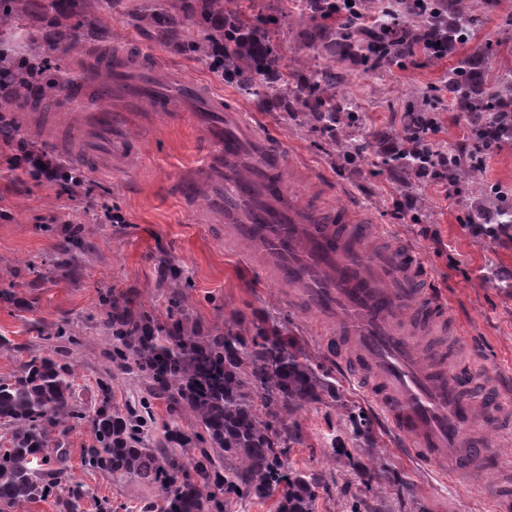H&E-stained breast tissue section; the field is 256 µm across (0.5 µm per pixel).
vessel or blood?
I'll return each mask as SVG.
<instances>
[{"mask_svg": "<svg viewBox=\"0 0 512 512\" xmlns=\"http://www.w3.org/2000/svg\"><path fill=\"white\" fill-rule=\"evenodd\" d=\"M139 66L132 56L113 66L111 54L100 52L65 92L69 122L96 145L103 167H111L128 143L126 128L105 102L113 85L124 83L127 71ZM100 70L110 71L108 84L98 80ZM178 91L196 103V111H179L157 95L149 73L128 89L133 104L152 103L158 122L189 121L205 136L208 147L200 164L176 182L179 197L187 203L206 199L222 213L229 234L262 257L266 273L295 286L312 308L335 318L361 361L375 371L374 397L409 453L437 463L477 418L494 417V404L481 410L464 396L465 375L450 378L427 370L414 338L399 323L410 307L420 321L439 318L435 305L415 296L414 253L402 248L390 254L381 270L385 284L375 287L365 275L369 260L361 239L369 228L361 217L300 205L280 175L282 154L244 122L241 112L197 85L182 84Z\"/></svg>", "mask_w": 512, "mask_h": 512, "instance_id": "1", "label": "vessel or blood"}]
</instances>
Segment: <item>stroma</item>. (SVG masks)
<instances>
[{
	"instance_id": "35a3bbf8",
	"label": "stroma",
	"mask_w": 512,
	"mask_h": 512,
	"mask_svg": "<svg viewBox=\"0 0 512 512\" xmlns=\"http://www.w3.org/2000/svg\"><path fill=\"white\" fill-rule=\"evenodd\" d=\"M47 2L26 0L22 22L37 36L39 49L48 52L57 75L69 83L78 80L86 58L104 46L156 63L161 88L181 80L223 97L283 152V175L299 201L358 211L371 226L362 242L368 253L412 249L424 270L420 296L440 310L443 346L455 368L474 379L475 393L490 385L512 387V288L497 286L493 277L501 269L512 271V230L478 238L468 230L477 211L488 206L482 185L512 187V145L496 152L480 184L447 190L388 169L375 152L400 143L407 101L419 88L439 83L452 57L433 61L420 54L402 68L364 72L347 57L319 49V61L336 62L338 92L362 104L360 131L375 136L374 149L349 164L342 148L355 131L345 123H337L335 137H327L302 115L290 118L280 106L242 95L207 60L180 51L179 41L203 34L185 19L195 0H172L175 13L185 19L173 39L138 19L144 0H112L92 23L65 18L56 29L43 20ZM252 3L254 15L276 23L281 64L292 82H300L309 53L300 34L308 19L282 16L280 0ZM150 112L145 105L133 114L130 148L107 173L86 159V141L75 136L52 141L28 121L27 112L15 113L20 136L62 155L88 174L93 186L90 194L71 198L55 187L15 182L7 170L10 149L0 142V335L13 343L12 349L0 348V379L14 374L28 354L45 351L46 332L65 331L78 340L71 355L77 365L76 403L91 410L97 379L112 365L101 326L107 316L101 293L111 292L133 311L162 322L177 290L203 331L221 329L236 315L254 324L284 325L328 374L334 394L288 418L301 435L289 444V456L297 470L316 478L317 512H351L357 499L363 502L361 512H496V503L482 495L474 478L512 487V398L502 397L500 403L507 422L482 420L471 430L495 453V470L487 473L475 464L470 472L454 475L450 460L431 467L417 462L388 428L367 381L344 365L335 324L302 302L290 284L263 277L259 258L248 257L246 246L226 243L222 225L200 223L176 198L173 184L198 161L201 134L188 122L150 126ZM107 208L121 212L124 223L99 222ZM75 224L83 229L77 241L69 238ZM168 262L182 271L179 286L165 274ZM351 411L364 419V437L347 422ZM66 442L68 484L89 493L77 512H96V495L111 500L113 512H140L154 499V489L141 482L82 467L81 455L93 443L89 426L71 430Z\"/></svg>"
}]
</instances>
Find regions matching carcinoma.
I'll return each instance as SVG.
<instances>
[{
    "instance_id": "obj_1",
    "label": "carcinoma",
    "mask_w": 512,
    "mask_h": 512,
    "mask_svg": "<svg viewBox=\"0 0 512 512\" xmlns=\"http://www.w3.org/2000/svg\"><path fill=\"white\" fill-rule=\"evenodd\" d=\"M230 0H196L195 17L220 22L205 38L183 44V51L209 61L224 80L237 84L248 96L288 104V71L279 67L272 33L245 13L248 6ZM309 11L334 20L343 11H362L363 0H308ZM461 0H416L417 23L384 17L378 33L362 36L344 24L307 27L304 42L313 46L328 41L331 53L341 50L368 68L401 64L421 48L439 60L472 41L488 0H473L465 10ZM59 17L78 14L89 19L101 0H58L52 4ZM18 0H0V31L15 28ZM494 54L492 44L478 47L448 71V105L467 116L471 152L452 160L448 179L472 180L482 169L488 135L497 143H512V76L501 81L493 96L484 92L488 73L481 62ZM311 77L293 89L308 122L321 133L336 134V113L348 125L361 121L356 100L336 93V73L330 65L313 64ZM435 98L424 91L407 104L405 139H422V115L435 111ZM396 167L417 173L424 156L416 151L393 159ZM492 207L487 224H512V189L484 187ZM107 330L112 340V362L148 379L149 397L141 410L121 409L112 401L110 376L97 383L98 400L92 411L75 404V368L65 350L53 344L62 338L46 337L47 351L31 354L10 380H0V428L10 434L9 446L0 448V512L21 501H37L64 491L62 476L69 468L67 434L88 423L94 442L84 449L81 464L89 470L133 477L155 489L156 500L142 505L144 512H229L233 502L278 497L277 512H317L316 481L288 462L291 430L284 416L297 405L317 401L333 384L315 371L310 356L288 335V328L259 326L254 335L244 321L236 329L204 333L185 315L166 326L147 315L136 318L127 306L107 294ZM162 399L175 415L165 427L158 447H147L151 432L152 401ZM193 421L191 430L180 421Z\"/></svg>"
}]
</instances>
